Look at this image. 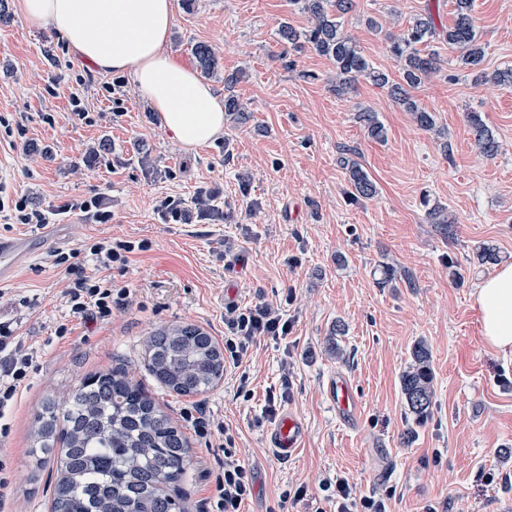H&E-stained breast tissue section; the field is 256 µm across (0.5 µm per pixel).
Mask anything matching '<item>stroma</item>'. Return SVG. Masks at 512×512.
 <instances>
[{
	"label": "stroma",
	"mask_w": 512,
	"mask_h": 512,
	"mask_svg": "<svg viewBox=\"0 0 512 512\" xmlns=\"http://www.w3.org/2000/svg\"><path fill=\"white\" fill-rule=\"evenodd\" d=\"M174 27L166 52L196 68L191 52L212 45L219 64L209 82L222 97L247 105L252 119H225L224 134L187 150L172 139L132 82L114 87V73L84 62L55 32L31 26L19 0H8L12 20L0 24V115L22 126L26 149H13L0 127V170L9 191L54 211V223L73 224L78 236L148 240L132 255L124 279L138 301L112 324L76 325L60 341L54 327L58 271L49 254L21 268L4 290L37 298L22 332L46 344L30 385L7 416L0 460L14 480L0 512H49L51 474L34 471L30 456L34 416L45 396L64 397L88 376L122 369L162 409L180 420L193 401L223 412L239 427L238 454L255 473L244 512H311L305 501L281 499L289 483L316 486L320 475L343 473L361 492L394 491L390 512H507L512 483L476 481L477 470L500 475L512 466V349L490 348L481 335L475 296L495 264H478L487 248L512 261V85L477 86L459 67L455 48L430 43L441 69L413 90L433 115L428 132L387 92L359 79L349 98L329 81L335 67L311 49L283 51L281 22L296 29L306 14L289 0H172ZM343 28L378 69L398 77L387 33H400L416 15L453 22V0H353ZM476 29L486 46V71L512 68V0H475ZM375 18L382 31L366 21ZM238 82L225 84L230 74ZM81 95L89 121L72 118L70 99ZM375 110L387 139L370 138L358 109ZM478 113L500 143L495 158L474 147L467 113ZM52 114L54 124L42 117ZM377 187L373 198L349 202L339 165L344 148ZM105 193L112 220L69 211L70 203ZM232 208V223L166 224L158 201L199 193ZM448 225L434 223L429 207ZM239 250L224 253L225 237ZM461 281H453L449 267ZM299 295L288 316L293 330L281 343L261 347L251 366L252 394H236L233 372L199 399L168 392L147 370L144 341L155 329L193 323L224 337L228 301H268ZM423 347L433 370V410L414 422L402 377ZM292 357L294 374L282 407L294 408L306 435L299 451L278 459L263 416L266 392L280 386L279 364ZM347 374L360 415L346 426L336 419L327 382ZM414 429L413 442L403 433ZM192 459L179 490L185 503L212 496L220 468L205 441L184 427Z\"/></svg>",
	"instance_id": "1"
}]
</instances>
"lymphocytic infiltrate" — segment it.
I'll return each instance as SVG.
<instances>
[{
  "label": "lymphocytic infiltrate",
  "instance_id": "lymphocytic-infiltrate-1",
  "mask_svg": "<svg viewBox=\"0 0 512 512\" xmlns=\"http://www.w3.org/2000/svg\"><path fill=\"white\" fill-rule=\"evenodd\" d=\"M149 247L145 240L86 237L69 251L53 253L52 264L62 273L60 297L65 309L64 318L54 329L55 337L69 338L74 322L109 323L124 314L133 302L132 291L118 276L125 273L131 254ZM296 299V294L290 291L284 300L276 303L259 299L225 308L224 361L240 371L238 394L246 397L251 394L250 375L242 366L261 343H277L291 334L293 323L286 307ZM42 352L36 339L19 335L16 319L0 320V417L15 404ZM182 417L204 438L207 447L221 449L223 453L224 475L205 512H241L242 504L252 494L253 476L238 455L233 424L226 422L223 413L203 406L184 410ZM318 486L323 496L315 512H388L391 490L376 489L363 494L356 483L341 474L319 478Z\"/></svg>",
  "mask_w": 512,
  "mask_h": 512
}]
</instances>
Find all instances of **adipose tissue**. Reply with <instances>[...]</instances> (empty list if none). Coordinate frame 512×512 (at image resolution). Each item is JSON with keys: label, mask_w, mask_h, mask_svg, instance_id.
<instances>
[{"label": "adipose tissue", "mask_w": 512, "mask_h": 512, "mask_svg": "<svg viewBox=\"0 0 512 512\" xmlns=\"http://www.w3.org/2000/svg\"><path fill=\"white\" fill-rule=\"evenodd\" d=\"M22 10L98 71L128 74L183 147L203 146L223 134L222 99L164 50L174 23L171 0H22ZM476 302L486 343L512 348L511 262L480 283Z\"/></svg>", "instance_id": "obj_1"}]
</instances>
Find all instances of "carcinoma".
<instances>
[{"label": "carcinoma", "mask_w": 512, "mask_h": 512, "mask_svg": "<svg viewBox=\"0 0 512 512\" xmlns=\"http://www.w3.org/2000/svg\"><path fill=\"white\" fill-rule=\"evenodd\" d=\"M292 2L309 15L310 26L298 32L285 22L278 35L288 45L308 46L332 61L337 96L354 91L355 83L364 77L388 90L424 130L442 134L436 130L434 117L420 108L409 92L439 71L437 54L421 49L428 42L441 38L458 50L459 63L471 72L476 85L512 82V68L491 73L481 68L485 51L475 26V0H455L454 21L442 31L437 30L432 17L418 15L406 30L390 38V51L401 65L399 82L374 68L344 33L341 18L353 8V0ZM193 54L205 75L218 65L215 50L208 44H196ZM224 111L241 124L251 118L250 111L233 96L224 99ZM358 119L370 138L385 140V128L376 113L363 109ZM467 123L479 152L490 159L496 157L499 142L480 115L467 113ZM353 155L355 150L347 149L339 159L351 186V199H370L377 193L376 185ZM213 341L215 337L209 332L189 323L155 333L149 336L152 353L147 369L163 378L162 385L178 395L206 393L224 376V362L210 351ZM415 357L422 364L402 377V388L409 414L422 421L433 406L427 387L431 370L422 349L415 350ZM34 432L36 470L48 465L56 468L50 512H179L171 489L186 475V438L125 372H100L85 379L65 403L45 397L35 417Z\"/></svg>", "instance_id": "cac0c4a2"}]
</instances>
